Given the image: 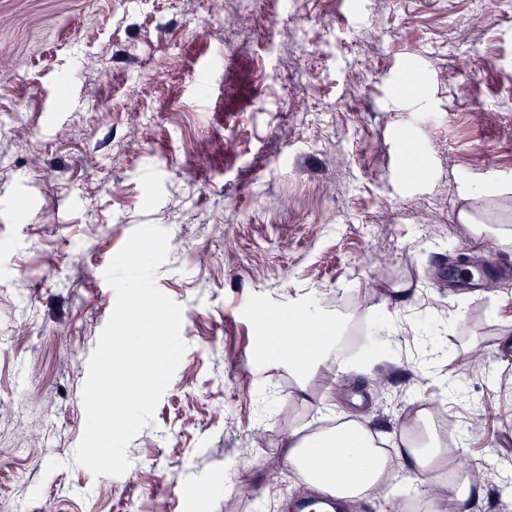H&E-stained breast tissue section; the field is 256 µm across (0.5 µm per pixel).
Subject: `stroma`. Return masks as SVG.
Returning a JSON list of instances; mask_svg holds the SVG:
<instances>
[{"label":"stroma","instance_id":"stroma-1","mask_svg":"<svg viewBox=\"0 0 512 512\" xmlns=\"http://www.w3.org/2000/svg\"><path fill=\"white\" fill-rule=\"evenodd\" d=\"M471 4L0 0V512H182L192 488L288 512L290 431L339 408L385 437L410 405L471 459L469 512H512V244L459 218L512 229V0L475 26ZM144 225L169 234L155 283L186 350L127 471L97 475L75 453L116 302L99 275ZM460 256L477 290L449 289ZM310 304L373 350L319 365L302 404L261 348ZM427 509L400 481L349 512Z\"/></svg>","mask_w":512,"mask_h":512}]
</instances>
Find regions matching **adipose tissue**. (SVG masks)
Instances as JSON below:
<instances>
[{
    "label": "adipose tissue",
    "mask_w": 512,
    "mask_h": 512,
    "mask_svg": "<svg viewBox=\"0 0 512 512\" xmlns=\"http://www.w3.org/2000/svg\"><path fill=\"white\" fill-rule=\"evenodd\" d=\"M314 319L308 309L294 315L288 366L298 373L316 369L336 345L329 330L308 331ZM427 420L422 410L407 414L386 438L355 419L312 434L297 430L288 435L284 459L300 484L323 498L385 500L400 478L418 486L429 512H460L463 502L482 497V483L464 473L457 442L430 431ZM385 443L394 456L382 452Z\"/></svg>",
    "instance_id": "ef3b65f1"
}]
</instances>
